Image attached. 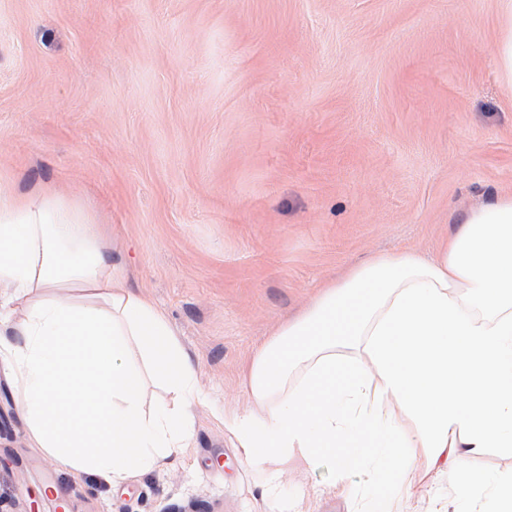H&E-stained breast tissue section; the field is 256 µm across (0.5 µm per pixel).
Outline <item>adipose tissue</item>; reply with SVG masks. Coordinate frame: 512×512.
I'll list each match as a JSON object with an SVG mask.
<instances>
[{"instance_id": "ef3b65f1", "label": "adipose tissue", "mask_w": 512, "mask_h": 512, "mask_svg": "<svg viewBox=\"0 0 512 512\" xmlns=\"http://www.w3.org/2000/svg\"><path fill=\"white\" fill-rule=\"evenodd\" d=\"M429 257L404 250L321 286L243 370L247 409L225 415L268 494L282 465L334 449L359 512H404L407 464L449 477L465 512H512V473L479 492L470 464L512 448V193L466 211ZM0 363L34 447L108 484L193 439L209 404L163 310L128 282L77 200L0 193ZM165 396L146 411L148 382Z\"/></svg>"}]
</instances>
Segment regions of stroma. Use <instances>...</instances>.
Returning <instances> with one entry per match:
<instances>
[{"mask_svg": "<svg viewBox=\"0 0 512 512\" xmlns=\"http://www.w3.org/2000/svg\"><path fill=\"white\" fill-rule=\"evenodd\" d=\"M498 36L494 0H0V192L81 200L216 402L110 486L33 447L0 367V512H353L327 453L266 497L215 409L321 284L512 192ZM412 478L410 512L455 497Z\"/></svg>", "mask_w": 512, "mask_h": 512, "instance_id": "stroma-1", "label": "stroma"}]
</instances>
